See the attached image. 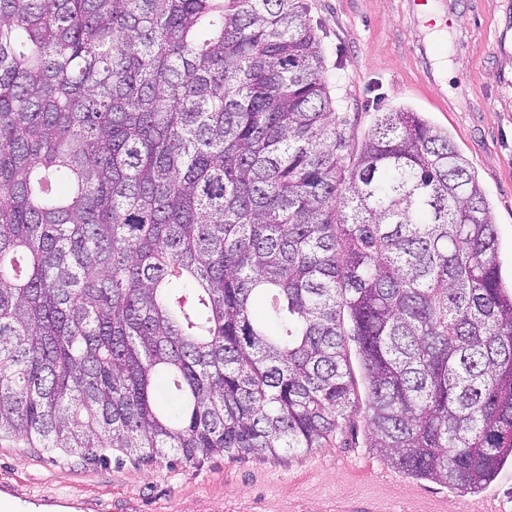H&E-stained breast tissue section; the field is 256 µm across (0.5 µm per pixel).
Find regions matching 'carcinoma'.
<instances>
[{"label":"carcinoma","instance_id":"1","mask_svg":"<svg viewBox=\"0 0 512 512\" xmlns=\"http://www.w3.org/2000/svg\"><path fill=\"white\" fill-rule=\"evenodd\" d=\"M419 112L357 146L306 0H0V440L89 464L369 447L512 462V283Z\"/></svg>","mask_w":512,"mask_h":512}]
</instances>
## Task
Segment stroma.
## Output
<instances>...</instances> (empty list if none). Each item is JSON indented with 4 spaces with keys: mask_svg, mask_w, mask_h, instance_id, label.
<instances>
[{
    "mask_svg": "<svg viewBox=\"0 0 512 512\" xmlns=\"http://www.w3.org/2000/svg\"><path fill=\"white\" fill-rule=\"evenodd\" d=\"M451 26L435 51L422 53L426 26H414L409 0H307L324 49L336 110L353 142L377 113L407 108L447 131L483 187L498 236V262L512 278V0H447ZM363 408L322 448L191 462L105 464L24 444L0 443V485L30 497L23 512H477L490 500L512 512V463L478 493L418 479L368 446ZM58 499L55 508L40 506Z\"/></svg>",
    "mask_w": 512,
    "mask_h": 512,
    "instance_id": "obj_1",
    "label": "stroma"
}]
</instances>
